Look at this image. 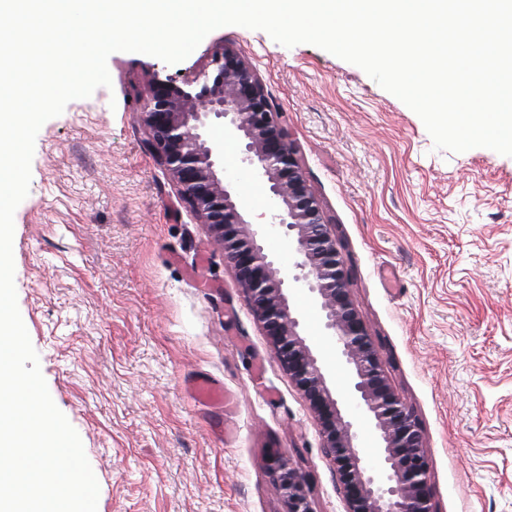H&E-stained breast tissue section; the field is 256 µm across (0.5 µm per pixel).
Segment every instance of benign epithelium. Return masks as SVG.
Here are the masks:
<instances>
[{
	"label": "benign epithelium",
	"mask_w": 512,
	"mask_h": 512,
	"mask_svg": "<svg viewBox=\"0 0 512 512\" xmlns=\"http://www.w3.org/2000/svg\"><path fill=\"white\" fill-rule=\"evenodd\" d=\"M213 63L210 74L180 85L158 80L148 87L139 118L149 145L182 202L207 225L233 264L255 319L272 337L278 361L317 414L345 512H433L423 431L391 388L350 297L340 247L306 184L288 128L242 57L225 49ZM218 132L242 141L240 162L267 183L272 206L265 223L251 220L248 205L226 181ZM275 228L294 243L289 278L266 245ZM293 289L310 293L321 312L325 336L337 348L351 389L372 423L378 468L360 452L354 424L329 384L332 366L310 343L292 306ZM269 469L289 512H312L301 473L278 456L270 459Z\"/></svg>",
	"instance_id": "1"
}]
</instances>
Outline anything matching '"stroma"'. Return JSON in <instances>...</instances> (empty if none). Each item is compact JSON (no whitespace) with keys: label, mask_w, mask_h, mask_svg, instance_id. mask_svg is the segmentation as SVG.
I'll list each match as a JSON object with an SVG mask.
<instances>
[{"label":"stroma","mask_w":512,"mask_h":512,"mask_svg":"<svg viewBox=\"0 0 512 512\" xmlns=\"http://www.w3.org/2000/svg\"><path fill=\"white\" fill-rule=\"evenodd\" d=\"M238 52L297 148L350 271V296L389 382L425 436L435 512H512V156L435 149L420 117L360 67L312 44L224 26L184 61L131 52L110 87L38 132L14 216L17 302L51 397L99 473L97 512H288L267 468L301 472L313 512H344L322 428L279 364L223 250L148 146L153 79ZM224 168L252 212L260 181ZM293 303L332 361L311 298ZM206 377L233 401L198 405Z\"/></svg>","instance_id":"1"}]
</instances>
